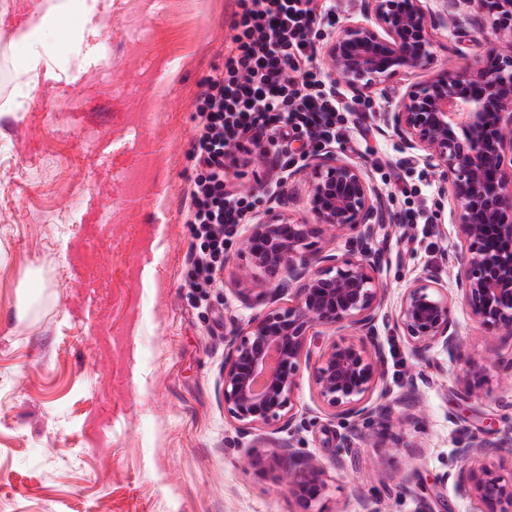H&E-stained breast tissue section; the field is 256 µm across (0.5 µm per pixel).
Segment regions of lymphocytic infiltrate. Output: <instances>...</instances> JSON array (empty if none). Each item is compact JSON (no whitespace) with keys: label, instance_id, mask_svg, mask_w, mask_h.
Returning a JSON list of instances; mask_svg holds the SVG:
<instances>
[{"label":"lymphocytic infiltrate","instance_id":"lymphocytic-infiltrate-1","mask_svg":"<svg viewBox=\"0 0 512 512\" xmlns=\"http://www.w3.org/2000/svg\"><path fill=\"white\" fill-rule=\"evenodd\" d=\"M224 64L198 84L192 171L183 212L194 242L186 287L206 294L228 240L253 203L230 174L243 143L288 168L309 152L354 135L366 142L373 105L345 102L314 65L316 41L336 22L331 0H237Z\"/></svg>","mask_w":512,"mask_h":512}]
</instances>
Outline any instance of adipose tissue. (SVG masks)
Returning <instances> with one entry per match:
<instances>
[{
	"instance_id": "adipose-tissue-1",
	"label": "adipose tissue",
	"mask_w": 512,
	"mask_h": 512,
	"mask_svg": "<svg viewBox=\"0 0 512 512\" xmlns=\"http://www.w3.org/2000/svg\"><path fill=\"white\" fill-rule=\"evenodd\" d=\"M112 0H98L95 8L85 6V0H41L38 8L16 27L10 36V43L17 48V68L26 74H38L44 59L34 51L33 44L39 33L47 28H65L74 45H81L85 36L100 29L99 14L107 12Z\"/></svg>"
}]
</instances>
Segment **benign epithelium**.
<instances>
[{
  "label": "benign epithelium",
  "instance_id": "obj_1",
  "mask_svg": "<svg viewBox=\"0 0 512 512\" xmlns=\"http://www.w3.org/2000/svg\"><path fill=\"white\" fill-rule=\"evenodd\" d=\"M428 0H368L370 20L345 24L326 44L327 74L355 92L387 85L431 58V33L441 15ZM463 10L486 14L499 34L492 62L477 69H442L411 84L384 125L405 149L422 153L451 188L464 247L444 260L457 265L455 290L475 323L512 336V0H454ZM314 223L267 209L249 225L242 246L245 280L273 305L263 316L224 337V416L243 430L278 423L299 427L295 392L301 369H310L318 399L334 414L374 417L372 396L383 379L375 323L387 291L380 261L368 251L341 253L319 242L346 232L365 238L385 221V201L364 168L334 151L316 153L305 169ZM286 287L291 304L275 306ZM394 321L419 355L458 341L447 287L419 275L402 289ZM349 329L358 339L313 348L311 336ZM486 444L471 441L457 456L455 489L478 500L482 512H512V475L479 463ZM288 493L314 512L326 483L314 463L292 462L279 476Z\"/></svg>",
  "mask_w": 512,
  "mask_h": 512
}]
</instances>
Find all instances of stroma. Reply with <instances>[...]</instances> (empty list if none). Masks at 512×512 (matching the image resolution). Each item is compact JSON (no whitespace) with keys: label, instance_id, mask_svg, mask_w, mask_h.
I'll list each match as a JSON object with an SVG mask.
<instances>
[{"label":"stroma","instance_id":"obj_1","mask_svg":"<svg viewBox=\"0 0 512 512\" xmlns=\"http://www.w3.org/2000/svg\"><path fill=\"white\" fill-rule=\"evenodd\" d=\"M112 0L86 66L63 78L70 40L46 31L51 76L21 75L10 32L38 0H0V512H302L281 489L273 455L294 454L324 470L322 512H479L477 500L438 484L459 448L490 443L486 464L512 472V337L483 332L454 303L456 349L417 358L392 320L402 289L427 272L444 285L442 259L459 245L456 204L435 202L439 172L374 119L375 155L351 143L337 153L360 163L385 195L386 223L336 247L379 253L387 289L376 323L384 380L373 401L392 420L337 418L302 377L299 429L244 433L224 416V338L232 323L269 310L244 295L241 236L206 302L184 286L193 241L181 215L198 82L224 61L235 0ZM494 28L471 12L462 30L432 32L441 68L488 63ZM254 213L268 208L311 221L303 168L280 199L266 196L277 172L248 160ZM422 224L397 223L406 210ZM485 376L464 396L466 373Z\"/></svg>","mask_w":512,"mask_h":512}]
</instances>
